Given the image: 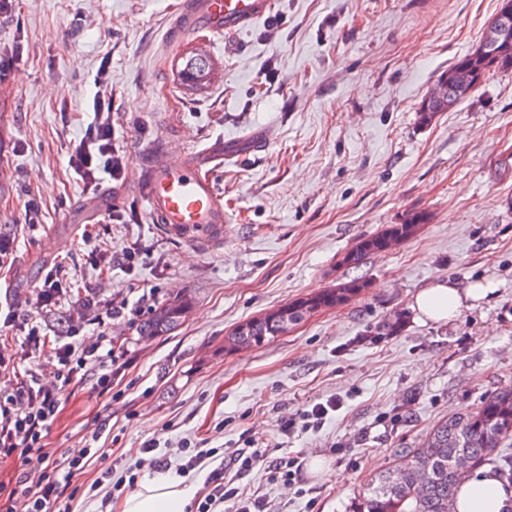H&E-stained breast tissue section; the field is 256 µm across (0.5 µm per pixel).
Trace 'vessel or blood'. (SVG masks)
I'll list each match as a JSON object with an SVG mask.
<instances>
[{
    "mask_svg": "<svg viewBox=\"0 0 512 512\" xmlns=\"http://www.w3.org/2000/svg\"><path fill=\"white\" fill-rule=\"evenodd\" d=\"M275 10V0H185L173 25L177 34L206 30L232 36L254 25ZM266 144L264 130L202 150L185 152L181 161L160 154L141 177L138 190L149 211L173 232L207 236L220 234L230 223L209 166L228 158H242Z\"/></svg>",
    "mask_w": 512,
    "mask_h": 512,
    "instance_id": "vessel-or-blood-1",
    "label": "vessel or blood"
}]
</instances>
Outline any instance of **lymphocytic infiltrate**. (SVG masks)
<instances>
[{
  "label": "lymphocytic infiltrate",
  "mask_w": 512,
  "mask_h": 512,
  "mask_svg": "<svg viewBox=\"0 0 512 512\" xmlns=\"http://www.w3.org/2000/svg\"><path fill=\"white\" fill-rule=\"evenodd\" d=\"M93 118L83 137L72 145L68 166L88 187L98 185L99 174L121 179L126 167L123 150L112 139V98L97 92ZM154 294L102 299L96 292L76 295L65 273L51 267L33 302L34 314L19 315L15 304L0 306V324L24 335L20 354L0 349V462L18 459L16 484L19 493L0 495V512H50L86 465L88 450L77 453L52 451L47 436L61 412V396L81 378L95 375L100 393L112 390V376L126 364L123 343L112 336L114 325L135 327L139 316L152 310ZM73 307L66 339H53L47 313ZM36 359L35 368L23 371L19 358ZM52 374L45 382L44 374ZM233 502L234 512H271L268 501L232 486L224 480L223 467L211 470L197 492L192 512H215L224 502Z\"/></svg>",
  "instance_id": "1"
}]
</instances>
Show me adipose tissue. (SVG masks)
<instances>
[{
    "mask_svg": "<svg viewBox=\"0 0 512 512\" xmlns=\"http://www.w3.org/2000/svg\"><path fill=\"white\" fill-rule=\"evenodd\" d=\"M483 288H458L442 281L417 292L412 310L420 319L434 323L450 321L468 302L484 298ZM195 495L193 485L165 472L146 475L139 488L124 498L121 512H190ZM507 495L497 478L486 470L467 477L458 494V512H503Z\"/></svg>",
    "mask_w": 512,
    "mask_h": 512,
    "instance_id": "adipose-tissue-1",
    "label": "adipose tissue"
}]
</instances>
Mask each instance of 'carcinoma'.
Instances as JSON below:
<instances>
[{
  "mask_svg": "<svg viewBox=\"0 0 512 512\" xmlns=\"http://www.w3.org/2000/svg\"><path fill=\"white\" fill-rule=\"evenodd\" d=\"M450 69L465 78L471 72L486 77L492 71H511L512 61H495L471 53L458 59ZM180 73L192 83L206 81L212 73L209 58L193 53L183 58ZM425 211H410L399 224L360 239L341 259L357 267L367 258L390 251V241H405L427 223ZM366 288L365 282L352 279L332 288L307 294L289 304L288 320L297 325L312 315L349 301ZM190 301L178 297L156 306L139 324L140 336H164L177 330L185 320ZM284 334L279 318L261 314L238 324L229 334L240 348L260 347ZM512 440V387L488 396L472 412L441 421L410 448L395 451L392 465L379 472L366 485L353 512H457L461 483L469 473L493 460L495 451ZM465 458L469 466L457 468Z\"/></svg>",
  "mask_w": 512,
  "mask_h": 512,
  "instance_id": "obj_1",
  "label": "carcinoma"
}]
</instances>
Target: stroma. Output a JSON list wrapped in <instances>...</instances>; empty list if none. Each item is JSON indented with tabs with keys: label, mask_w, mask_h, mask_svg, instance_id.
I'll use <instances>...</instances> for the list:
<instances>
[{
	"label": "stroma",
	"mask_w": 512,
	"mask_h": 512,
	"mask_svg": "<svg viewBox=\"0 0 512 512\" xmlns=\"http://www.w3.org/2000/svg\"><path fill=\"white\" fill-rule=\"evenodd\" d=\"M182 0H16L0 13V45L21 56L0 85V235L13 261L0 268V303L25 302L49 266L72 282L194 305L180 328L128 339L131 364L97 395L90 383L62 396L51 447L108 445L76 477L60 512H100L148 442L179 467V443L252 451L235 484L278 512H353L396 449L436 422L474 410L512 386V70L490 73L464 101L420 126L439 75L468 54L500 0H277L266 20L231 37L173 39ZM203 49L223 77L183 84L179 58ZM106 70L121 180L87 189L67 167L89 122L94 80ZM265 128L263 150L213 173L232 215L222 237L171 235L137 192L140 172L169 140L200 149ZM41 224L25 222L29 200ZM410 211L432 216L414 238L361 266L340 259L356 241ZM135 252L132 270L94 267L84 236ZM359 296L320 311L260 348L225 352L240 322L353 278ZM449 280L491 288L445 324L422 323L408 304ZM404 317L392 333L385 325ZM342 407L317 430L282 421L328 398ZM297 456L298 488L269 483L268 463ZM321 460L322 472L309 469Z\"/></svg>",
	"instance_id": "35a3bbf8"
}]
</instances>
